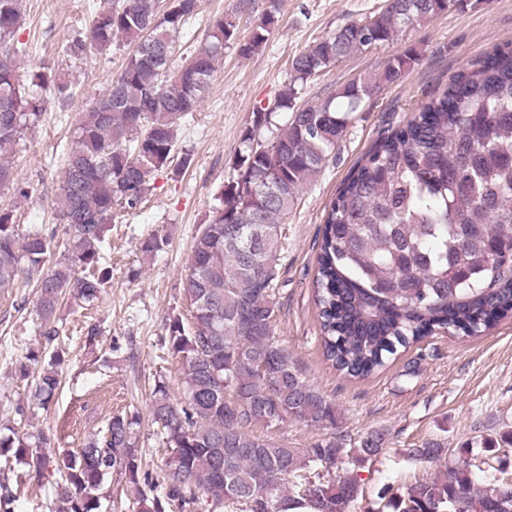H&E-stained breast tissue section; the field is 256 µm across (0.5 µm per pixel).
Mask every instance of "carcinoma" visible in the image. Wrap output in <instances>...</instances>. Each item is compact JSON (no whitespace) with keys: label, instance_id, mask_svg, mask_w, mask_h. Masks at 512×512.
<instances>
[{"label":"carcinoma","instance_id":"cac0c4a2","mask_svg":"<svg viewBox=\"0 0 512 512\" xmlns=\"http://www.w3.org/2000/svg\"><path fill=\"white\" fill-rule=\"evenodd\" d=\"M463 0H387L369 17L345 23L296 55L290 80L269 107H259L240 133L236 177L224 184L209 223L194 237L183 290L193 306L191 326L168 323L172 356L184 368L185 401L155 387L151 414L168 452L159 483L144 477L133 438L135 420L116 414L102 433L63 456L51 437L35 443L0 436L40 476L65 473L53 512H98L111 469L137 485L143 512H196L200 502L227 512H351L360 495L358 470L382 454L386 439L368 431L351 446L331 437L302 450L255 433L241 413L232 424L235 393L251 408L275 405L276 422L339 423L336 403L306 384L275 336L281 222L300 187L336 150L356 113L381 85L404 76L418 53L408 48L380 74L359 76L319 104L298 107L304 85L321 71L395 39ZM254 18L239 54L249 57L278 22L279 0H239ZM198 10V0H118L95 14L67 45L72 57L87 49L134 46L104 93L79 113L73 146L64 158L54 200L65 225L62 245L39 230L19 235L14 209L0 204V291L20 276L36 278L37 305L48 329L62 298L91 303L109 272L103 245L114 209H137L153 174L174 160L178 131L197 111L224 54L238 38L232 15L212 22L205 43L175 61L176 38ZM24 16L23 0H0V188L28 198L8 155L38 123L44 92L67 85L41 72L24 83L11 37ZM286 111L281 132L260 140L273 114ZM402 127L383 136L342 183L324 216L313 280L322 354L339 373L365 380L401 351L438 332L476 336L512 318V45L503 44L464 68L442 94L416 105ZM264 233L254 261L243 245L252 227ZM272 361L274 374L258 363ZM61 357L42 362L32 395L49 410L61 385ZM447 443L429 440L406 449L412 461H433ZM349 463L356 470L336 473ZM369 512H512V485L500 469L463 461L431 480H417Z\"/></svg>","mask_w":512,"mask_h":512}]
</instances>
